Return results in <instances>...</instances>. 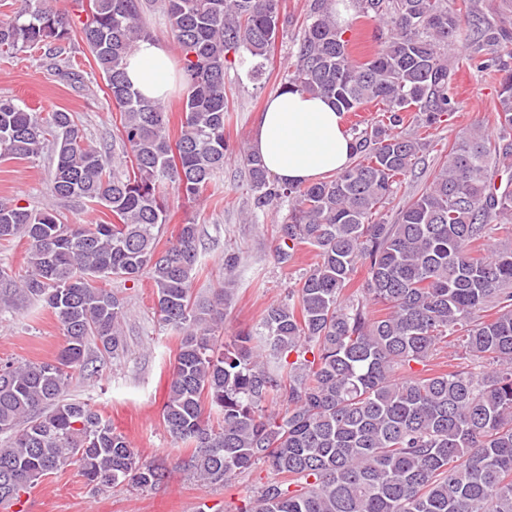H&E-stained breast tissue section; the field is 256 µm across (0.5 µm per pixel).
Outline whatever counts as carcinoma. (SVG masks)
<instances>
[{"instance_id": "1", "label": "carcinoma", "mask_w": 512, "mask_h": 512, "mask_svg": "<svg viewBox=\"0 0 512 512\" xmlns=\"http://www.w3.org/2000/svg\"><path fill=\"white\" fill-rule=\"evenodd\" d=\"M53 2L18 0L0 18V59L40 51L76 84L67 47L80 38L120 112L112 157L84 143L72 113L44 115L4 97L0 159L32 163L51 147L49 195L102 207L115 221L68 224L49 203L0 202V241L29 244L20 281L0 269V311L40 302L65 336L51 361L0 362V503L67 464L89 484L152 489L163 480L107 418L65 397L89 341L103 358L124 351V305L108 285L146 275L159 323L180 337L162 420L194 446L189 470L209 484L259 464L288 476L239 512H512V247H489L495 231L512 230V65L497 55L498 33L476 25L463 58L494 72L496 132L462 136L389 223L379 214L429 146V130L455 111L448 45L461 16L448 0H356L358 14L385 30L357 61L331 0H309L282 87L328 97L344 113L380 106L388 123L352 128L354 161L312 184L274 182L244 154L253 209L288 202L278 261L301 245L317 261L255 330L225 340L232 281L207 300L192 293L198 225H181L163 250L158 238L168 190L195 201L224 168L226 71L247 64L261 74L285 23L281 0H158L189 84L175 141L167 106L124 72L136 43L152 38L145 12L155 2L74 0L70 13ZM360 265L365 285L348 294ZM487 308L494 318L484 319ZM449 336L467 363L415 373Z\"/></svg>"}]
</instances>
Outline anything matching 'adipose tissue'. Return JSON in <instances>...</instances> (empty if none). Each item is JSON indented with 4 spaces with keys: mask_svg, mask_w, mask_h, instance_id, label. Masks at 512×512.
Masks as SVG:
<instances>
[{
    "mask_svg": "<svg viewBox=\"0 0 512 512\" xmlns=\"http://www.w3.org/2000/svg\"><path fill=\"white\" fill-rule=\"evenodd\" d=\"M125 72L142 95L162 101L180 79L170 52L151 40L137 43ZM249 151L280 183H313L350 164L353 140L331 100L282 90L269 98L251 134Z\"/></svg>",
    "mask_w": 512,
    "mask_h": 512,
    "instance_id": "ef3b65f1",
    "label": "adipose tissue"
}]
</instances>
